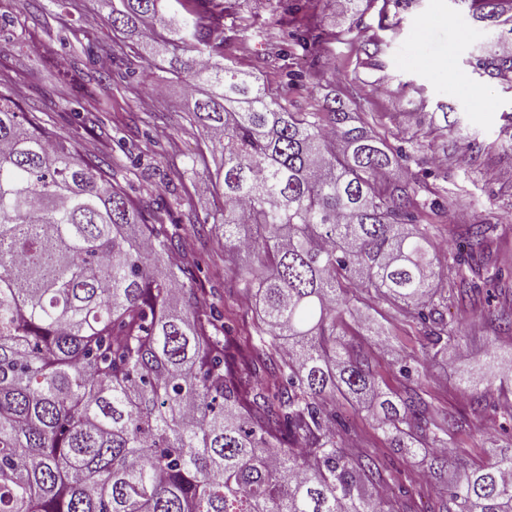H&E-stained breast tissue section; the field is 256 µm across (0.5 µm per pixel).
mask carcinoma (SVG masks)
<instances>
[{"mask_svg": "<svg viewBox=\"0 0 512 512\" xmlns=\"http://www.w3.org/2000/svg\"><path fill=\"white\" fill-rule=\"evenodd\" d=\"M101 0L112 30L150 24L203 97L187 112L222 163L223 272L255 301V336H233L213 293L182 281L176 232L150 223L110 173L42 117L0 94V512H397L364 493L384 480L336 440V400L365 405L395 448L422 451L442 474L456 430L424 392L384 391L342 340L355 288L405 308L435 354L459 339L433 268L422 185L391 181L410 154L371 135L336 98L293 112L224 64L225 0ZM512 45L499 0H463ZM193 49L199 56L185 61ZM491 79L512 52L478 58ZM491 226L473 224L452 255L460 281ZM426 367L400 365L420 382ZM512 379V356L487 376ZM446 512H512V449L448 474Z\"/></svg>", "mask_w": 512, "mask_h": 512, "instance_id": "1", "label": "carcinoma"}]
</instances>
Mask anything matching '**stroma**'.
<instances>
[{"label":"stroma","mask_w":512,"mask_h":512,"mask_svg":"<svg viewBox=\"0 0 512 512\" xmlns=\"http://www.w3.org/2000/svg\"><path fill=\"white\" fill-rule=\"evenodd\" d=\"M358 4L357 12L339 13L333 0H230L225 53L229 65L286 97L292 111H312L333 95L348 111L365 113L370 128L392 145L412 142L411 161L391 175L426 183L440 202L420 221L431 227L435 269L448 275V318L461 325V339L435 354L400 307L363 294L361 308L380 314L393 347L376 349L353 324L345 340L372 357L383 390L401 396L411 383L399 374L398 359L430 360L428 400L459 424L450 457L477 466L512 445V420L498 411V383L466 391L459 382L460 369L481 366L490 351L512 353V333L499 330L492 317L496 308L512 306V78L488 81L473 72L474 58L494 49L496 32L459 0ZM35 11L43 13L44 25H33ZM141 41L112 31L98 0L74 6L0 0V93L70 137L84 158L111 164L146 219L178 225L179 253L194 281L214 290V308L233 313L236 330L247 335L256 322L251 296L224 276L215 232L194 231L221 200L207 187L208 170L189 166L204 146L187 119L191 96L182 81L162 80L157 67L143 63ZM65 65L76 79L62 84L55 75ZM159 85L163 95L143 109L141 98ZM473 88L489 94L487 111H479ZM62 97L72 111L58 109ZM175 169L184 179L163 181ZM473 224L493 227L481 267L502 269L506 277L462 297L449 272V250ZM336 412L343 451L378 460L389 496L410 512H438L447 483L427 478L426 459L392 448L366 410L342 401Z\"/></svg>","instance_id":"stroma-1"}]
</instances>
